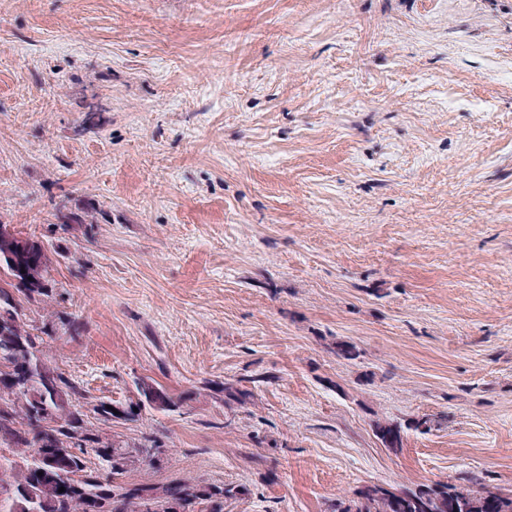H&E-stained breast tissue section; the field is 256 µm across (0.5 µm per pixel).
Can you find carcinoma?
Listing matches in <instances>:
<instances>
[{
    "instance_id": "1",
    "label": "carcinoma",
    "mask_w": 512,
    "mask_h": 512,
    "mask_svg": "<svg viewBox=\"0 0 512 512\" xmlns=\"http://www.w3.org/2000/svg\"><path fill=\"white\" fill-rule=\"evenodd\" d=\"M48 246L38 239L23 243L0 235V512H224V503L247 488L232 483L179 478L166 483L129 484L133 469H152L166 449L126 443L102 436L89 418L103 423L136 422L146 407L174 412L185 400L161 386L136 385L137 397L124 406L106 408L105 401H86L82 387L52 364L42 349L43 336L57 330L54 322L38 326L24 321L23 304L50 298ZM337 358L353 361L360 350L338 341ZM224 402L245 405L251 392L231 384L221 389ZM408 429H431L424 417L406 424L376 420V436L386 448L402 447ZM94 453L103 468L88 465ZM64 492H59V488ZM333 512H512V496L477 477L457 484L432 483L399 489L379 484L358 489L355 497L336 503Z\"/></svg>"
}]
</instances>
